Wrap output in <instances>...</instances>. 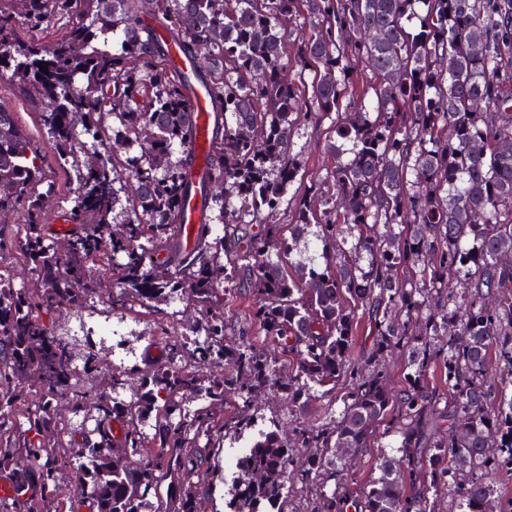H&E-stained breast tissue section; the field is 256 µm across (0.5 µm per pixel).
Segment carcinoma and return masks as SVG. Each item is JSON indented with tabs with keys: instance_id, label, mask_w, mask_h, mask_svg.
<instances>
[{
	"instance_id": "obj_1",
	"label": "carcinoma",
	"mask_w": 512,
	"mask_h": 512,
	"mask_svg": "<svg viewBox=\"0 0 512 512\" xmlns=\"http://www.w3.org/2000/svg\"><path fill=\"white\" fill-rule=\"evenodd\" d=\"M10 2L31 30L67 23L49 45L1 48L0 76L41 105L78 194L69 233L47 237L45 155L0 108V218L25 214L0 225V252L11 243L36 276L19 287L0 261V449L29 424L19 454L0 453V469L23 471L0 512H145L166 478L162 512H203L212 450L254 429L268 391L289 425L238 459L230 512H437L445 496L448 512H512L491 483L512 477V0ZM149 21L200 69L170 71ZM194 81L216 124L197 185L208 222L187 250ZM309 124L327 126L332 163L284 226ZM309 236L318 260L300 258ZM108 290L114 311L194 310L185 323L165 312L168 366L138 398L115 367L97 389L102 356L46 321ZM238 301L249 312L233 321L224 308ZM361 314L376 336L363 363ZM381 425L392 441L356 490L349 462ZM75 432L89 473L62 452Z\"/></svg>"
}]
</instances>
